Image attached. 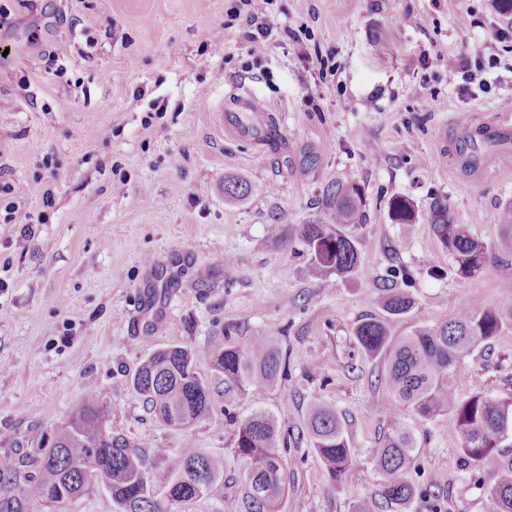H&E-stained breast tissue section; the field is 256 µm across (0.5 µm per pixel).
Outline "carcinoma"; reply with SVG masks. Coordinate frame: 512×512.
<instances>
[{
    "mask_svg": "<svg viewBox=\"0 0 512 512\" xmlns=\"http://www.w3.org/2000/svg\"><path fill=\"white\" fill-rule=\"evenodd\" d=\"M223 190L225 199L239 201L248 196L251 185L242 177H231L224 179ZM364 207L362 187L352 180H338L326 189L321 219L296 226L295 237L308 248L320 278L361 273V242L342 227L365 223ZM389 209L395 223H416L411 199L396 196ZM428 223L448 250L456 275L470 278L491 264L497 268L502 286L512 288V260L492 255L465 225L456 223L448 199H433ZM390 273L403 287L385 288L379 301L384 316L362 319L354 334L363 350L385 365L386 395L376 402V408L389 417V429L375 461L381 477L377 496L387 504L405 505L415 496L406 473L416 445L414 433L402 423L405 411L423 420L454 412L462 439L460 451L468 462L478 464L492 449L506 447L512 437V402L481 397L461 400L456 392L459 364L475 347L497 335L502 315L465 310L437 328L419 329L395 339L387 318L411 309L408 288L415 276L403 266L392 267ZM213 368L226 382L259 389L272 387L288 375V357L276 339L257 336L243 347L226 344L214 349ZM133 387L171 426H188L209 409V389L195 370L193 352L182 346L161 348L145 360L134 375ZM306 425L331 485H341L355 449L347 441L336 409L310 405ZM288 438L289 433L270 411H256L238 422L235 452L248 463V497L255 512H279L286 480L282 450L288 447ZM98 470L109 478L115 512H169V504L203 496L220 499L224 509L236 512L234 503L224 499V457L194 448L184 452L169 476L165 497H156L150 484V458L131 446L123 434L112 431L109 414L92 391L45 451L41 478L20 488V493L37 505L66 512L70 503L92 489ZM491 504V512H512V469L495 477Z\"/></svg>",
    "mask_w": 512,
    "mask_h": 512,
    "instance_id": "cac0c4a2",
    "label": "carcinoma"
}]
</instances>
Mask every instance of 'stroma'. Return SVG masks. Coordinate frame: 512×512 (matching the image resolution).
I'll list each match as a JSON object with an SVG mask.
<instances>
[{"label": "stroma", "instance_id": "stroma-1", "mask_svg": "<svg viewBox=\"0 0 512 512\" xmlns=\"http://www.w3.org/2000/svg\"><path fill=\"white\" fill-rule=\"evenodd\" d=\"M241 0H0V512H49L20 497L40 458L95 393L112 427L153 459L161 488L186 446L224 458L226 498L243 502L248 466L236 422L271 411L292 436L281 512H354L375 498L374 460L389 419L383 362L354 329L379 315L392 266L415 271L412 309L394 337L467 309L512 308L493 268L462 279L427 222L436 196L499 253V210L512 201V73L486 70L487 92L449 80L464 60L512 61L491 35L512 26L489 0H272L261 58L233 15ZM302 31V40L286 29ZM222 34L223 52L210 41ZM336 65L320 73L311 57ZM260 102L262 141L226 132L220 107ZM503 131L491 135V123ZM228 176L252 187L228 201ZM339 179L362 186V272L322 281L294 227L321 215ZM411 198L410 227L389 201ZM232 263H225V256ZM170 282L143 313L148 264ZM272 336L288 376L269 389L225 384L213 346ZM190 348L210 389L187 428L145 410L132 377L155 350ZM460 398L512 402V321L477 346L456 376ZM345 419L356 450L332 488L305 428L310 403ZM417 438L407 507L376 512H491L512 447L465 464L453 414H406Z\"/></svg>", "mask_w": 512, "mask_h": 512}]
</instances>
